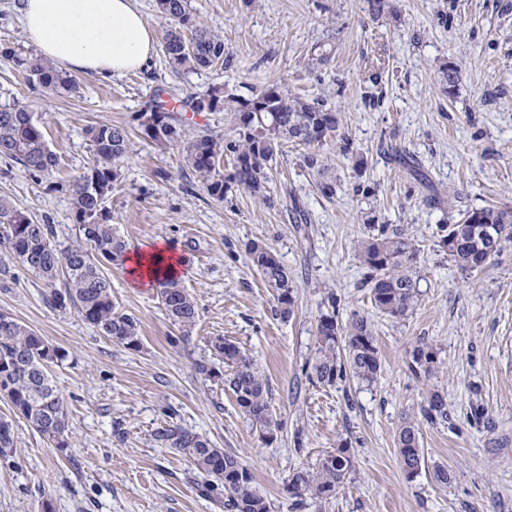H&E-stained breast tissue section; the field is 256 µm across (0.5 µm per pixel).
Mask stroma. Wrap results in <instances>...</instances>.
Wrapping results in <instances>:
<instances>
[{"label": "stroma", "instance_id": "stroma-1", "mask_svg": "<svg viewBox=\"0 0 512 512\" xmlns=\"http://www.w3.org/2000/svg\"><path fill=\"white\" fill-rule=\"evenodd\" d=\"M232 56L224 67L172 71L156 52L142 71L77 74L73 94L43 91L0 57V105L28 107L58 157L51 179L0 157V197L50 225L55 244L78 236L58 183L94 161L89 127L130 131V149L104 200L127 251L162 241L186 257L182 287L198 303L195 326L168 318L157 288H134L124 266L108 272L117 313L137 318L141 346L114 344L73 304L52 305L48 286L0 248V313L30 327L65 358L52 367L71 430L58 453L0 395L15 448L0 456V512H224L201 497L189 459L154 441L180 426L237 453L272 512H512V244L485 268L464 272L437 245L436 227L465 211L512 210V0H188ZM328 52L313 62L315 44ZM461 79L445 92L442 71ZM340 117L351 150L327 143L324 176L285 147L270 173L269 201L234 185L211 199L178 147L159 149L134 116L164 88L169 106L218 84L250 96L271 83ZM422 180H414L411 170ZM336 183L322 195L321 179ZM401 224L421 245L419 302L396 320L375 310L357 249L367 217ZM265 242L294 279L290 318L246 261ZM335 293L339 318L373 324L381 371L373 383H312L317 324ZM224 337L250 354L281 424L265 437L234 397L205 374L209 342ZM433 346L437 370L413 376L408 351ZM448 400L446 421L422 422L425 464L402 473L395 446L430 391ZM348 448L353 468L330 502L289 497L300 467ZM448 484L436 482V467Z\"/></svg>", "mask_w": 512, "mask_h": 512}]
</instances>
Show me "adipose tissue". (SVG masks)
I'll list each match as a JSON object with an SVG mask.
<instances>
[{
  "instance_id": "obj_1",
  "label": "adipose tissue",
  "mask_w": 512,
  "mask_h": 512,
  "mask_svg": "<svg viewBox=\"0 0 512 512\" xmlns=\"http://www.w3.org/2000/svg\"><path fill=\"white\" fill-rule=\"evenodd\" d=\"M24 33L43 59L101 76H120L147 68L155 52V33L135 0H19ZM136 288L158 276L180 279L185 261L158 243L130 255Z\"/></svg>"
}]
</instances>
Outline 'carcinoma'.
<instances>
[{
  "mask_svg": "<svg viewBox=\"0 0 512 512\" xmlns=\"http://www.w3.org/2000/svg\"><path fill=\"white\" fill-rule=\"evenodd\" d=\"M157 12L169 21L163 52L174 70L209 69L228 61L224 40L198 22L187 0H155ZM0 56L35 77L48 92L76 89L67 72L54 64L27 56L11 47L1 48ZM181 109L191 112H232L236 134L226 139L219 134H187L174 110L156 98L150 108L134 116L140 136L158 148L182 145L185 161L195 170L204 189L215 201H224L230 185L236 184L252 195L269 199L268 170L283 146L294 143L307 149L303 162L322 175L325 158L320 153L327 142L343 141L337 113L319 102H309L272 84L246 98L213 85L202 94H190L181 101ZM94 162L86 171L72 177L59 188L69 193L79 236L66 249L51 240L48 224L34 222L10 201L0 198V243L9 248L29 271L52 283L65 276V291L54 294V302L63 307L71 302L89 324L104 336L128 349L140 348L138 324L134 317L118 314L112 302L107 267L125 262V244L114 235L111 216L103 207L129 149L128 132L122 125L100 124L89 129ZM0 154L18 161L33 178L53 175L58 165L56 154L48 147L42 127L24 106L0 108ZM233 159L232 172L219 170L221 159ZM367 234L358 241V250L367 268L366 285L374 308L391 318L404 319L419 300L417 275L421 249L418 240L401 225L377 224L367 219ZM439 246L455 265L472 272L484 267L512 242V211L496 207L468 210L459 221L437 226ZM248 264L254 268L276 303L275 314L288 318L294 311V288L288 270L263 242L253 241L246 249ZM159 295L169 319L189 328L198 318V306L177 280L159 281ZM330 311L317 324V355L310 379L332 387L351 376L371 383L377 379L381 359L371 322L358 313L346 322L338 320L336 294L327 297ZM46 340L34 330L16 321L0 325V361L22 359L11 373L13 393L9 401L50 444L55 439L40 420H58L55 432L64 437L56 450L67 454L70 447L68 421L61 396L51 373L40 363ZM211 352L222 368H204L212 378L224 383L240 411L268 437L281 428L271 406V391L254 360L236 344L217 337ZM433 347L418 341L408 352V368L418 379H430L436 370ZM424 417L435 422L448 418V403L434 391L423 409ZM418 422L407 419L396 438L398 463L406 476H416L425 458L420 444ZM163 448L188 457L201 478L200 494L224 496L225 512H271V504L253 489V477L239 456L180 427H168L155 435ZM14 447L10 422L0 420V454ZM349 450L320 459L313 468H298L288 479L286 490L294 498L308 497L331 501L352 471Z\"/></svg>",
  "mask_w": 512,
  "mask_h": 512,
  "instance_id": "obj_1",
  "label": "carcinoma"
}]
</instances>
